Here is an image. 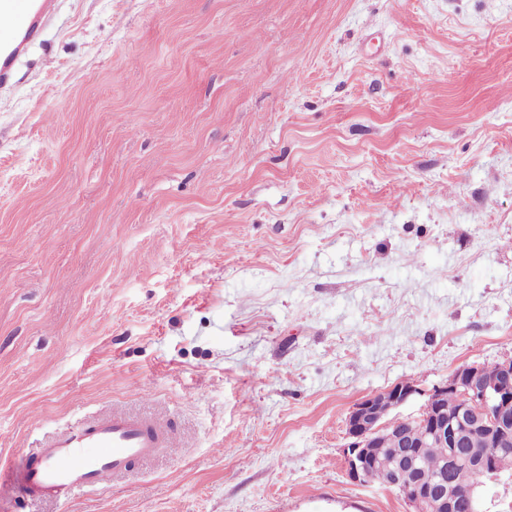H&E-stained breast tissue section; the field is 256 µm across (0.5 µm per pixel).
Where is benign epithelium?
Here are the masks:
<instances>
[{"label": "benign epithelium", "instance_id": "obj_1", "mask_svg": "<svg viewBox=\"0 0 512 512\" xmlns=\"http://www.w3.org/2000/svg\"><path fill=\"white\" fill-rule=\"evenodd\" d=\"M450 392L457 396V409L452 414L443 405ZM416 396H424L426 400L414 420L421 422L426 436L440 439L453 449L448 456L449 470L467 468L471 473H492L485 457H461L454 449L474 434H480L494 444L512 437V359L498 363L494 377L486 373L483 365H467L455 370L447 382L429 391L407 380L356 402L345 418L346 433L351 439L344 449L348 478L355 483L362 482L364 471L375 458L376 437L391 433L400 438L401 428L407 420L394 411ZM416 462L415 457L400 458L388 482V486L406 500L412 512H454L461 496L467 499L468 512H478L479 500L467 489L446 480L434 486L406 481V476L415 470Z\"/></svg>", "mask_w": 512, "mask_h": 512}]
</instances>
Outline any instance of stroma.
<instances>
[{"label": "stroma", "mask_w": 512, "mask_h": 512, "mask_svg": "<svg viewBox=\"0 0 512 512\" xmlns=\"http://www.w3.org/2000/svg\"><path fill=\"white\" fill-rule=\"evenodd\" d=\"M512 358V0H57L0 102V467L172 447L0 512H409L345 417ZM160 422L123 412L64 427L6 472L19 493L70 497L112 485L137 462L172 444Z\"/></svg>", "instance_id": "stroma-1"}]
</instances>
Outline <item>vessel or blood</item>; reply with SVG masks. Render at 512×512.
I'll return each mask as SVG.
<instances>
[{
	"instance_id": "vessel-or-blood-1",
	"label": "vessel or blood",
	"mask_w": 512,
	"mask_h": 512,
	"mask_svg": "<svg viewBox=\"0 0 512 512\" xmlns=\"http://www.w3.org/2000/svg\"><path fill=\"white\" fill-rule=\"evenodd\" d=\"M55 9V0H0V30L7 34L0 41L1 89L7 87L15 62L44 33ZM172 441L162 423L115 412L64 427L4 477L24 495L70 497L109 487Z\"/></svg>"
}]
</instances>
